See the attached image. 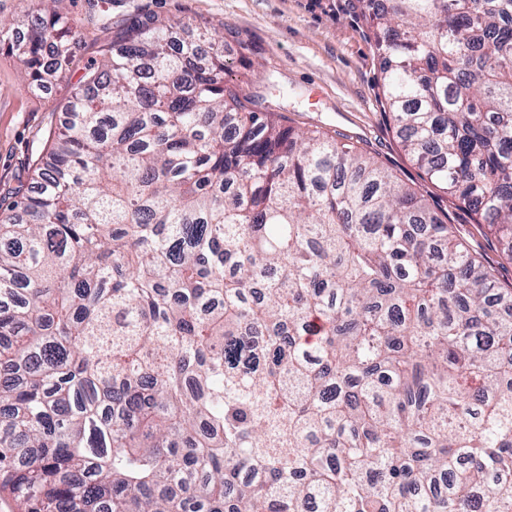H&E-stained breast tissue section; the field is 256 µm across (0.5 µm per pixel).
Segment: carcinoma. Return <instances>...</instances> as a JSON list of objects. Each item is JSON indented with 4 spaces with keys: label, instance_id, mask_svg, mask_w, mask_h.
Segmentation results:
<instances>
[{
    "label": "carcinoma",
    "instance_id": "carcinoma-1",
    "mask_svg": "<svg viewBox=\"0 0 512 512\" xmlns=\"http://www.w3.org/2000/svg\"><path fill=\"white\" fill-rule=\"evenodd\" d=\"M41 0L8 41L59 79ZM409 159L512 262V0H359ZM112 31L0 211L24 512H512V288L415 191Z\"/></svg>",
    "mask_w": 512,
    "mask_h": 512
}]
</instances>
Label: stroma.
<instances>
[{
  "label": "stroma",
  "instance_id": "1",
  "mask_svg": "<svg viewBox=\"0 0 512 512\" xmlns=\"http://www.w3.org/2000/svg\"><path fill=\"white\" fill-rule=\"evenodd\" d=\"M357 0H58L56 9L77 40L52 85L29 82L9 50L0 49V189L28 181L30 146L64 120L69 90L116 25L149 16L176 21L198 40L201 27L222 32L224 80L260 96L298 130H317L367 153L423 195L430 206L512 287V263L500 258L489 227L474 223L405 155L385 108L377 53Z\"/></svg>",
  "mask_w": 512,
  "mask_h": 512
}]
</instances>
